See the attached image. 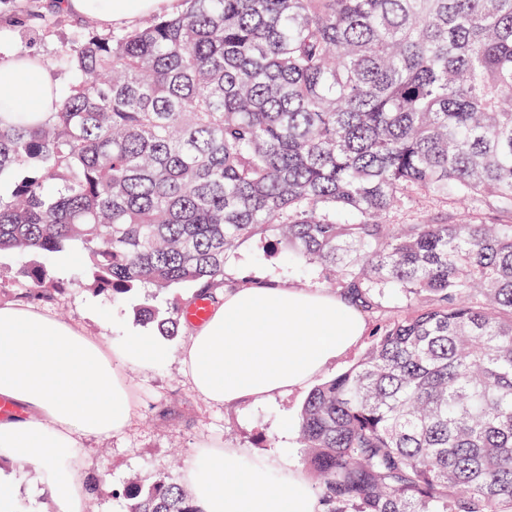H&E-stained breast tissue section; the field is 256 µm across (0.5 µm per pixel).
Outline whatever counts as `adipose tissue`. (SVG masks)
Masks as SVG:
<instances>
[{
	"mask_svg": "<svg viewBox=\"0 0 512 512\" xmlns=\"http://www.w3.org/2000/svg\"><path fill=\"white\" fill-rule=\"evenodd\" d=\"M169 0H64V11L107 26H129ZM59 92L46 67L20 64L0 45V112L24 104L49 112ZM367 331L362 313L335 294L291 285H250L221 294L209 319L179 350L193 390L210 404L272 398L301 388L339 362ZM168 347L141 329L120 340L88 339L71 323L23 303L0 305V512H16L8 467L33 465L51 512H86L82 440L128 428L136 397L124 369L168 360ZM183 480L202 512H322L302 473L273 457L249 462L205 445Z\"/></svg>",
	"mask_w": 512,
	"mask_h": 512,
	"instance_id": "adipose-tissue-1",
	"label": "adipose tissue"
}]
</instances>
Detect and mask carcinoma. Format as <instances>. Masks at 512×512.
Masks as SVG:
<instances>
[{
	"label": "carcinoma",
	"mask_w": 512,
	"mask_h": 512,
	"mask_svg": "<svg viewBox=\"0 0 512 512\" xmlns=\"http://www.w3.org/2000/svg\"><path fill=\"white\" fill-rule=\"evenodd\" d=\"M103 35L45 119L0 112V253L36 255L25 298L74 281L119 298L195 287L274 231L348 303L383 286L422 301L318 385L299 422L324 512H512V223L390 224L411 191L512 218V0H184ZM62 11L30 5L42 26ZM186 308L139 320L179 334ZM124 512H201L132 477Z\"/></svg>",
	"instance_id": "carcinoma-1"
}]
</instances>
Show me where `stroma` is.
<instances>
[{"instance_id":"stroma-1","label":"stroma","mask_w":512,"mask_h":512,"mask_svg":"<svg viewBox=\"0 0 512 512\" xmlns=\"http://www.w3.org/2000/svg\"><path fill=\"white\" fill-rule=\"evenodd\" d=\"M27 2L15 0L14 4L0 7V30L9 31L16 51L41 58L60 93H67L75 76L66 65L64 55L81 21L64 14L53 18L45 29L33 31L20 27L17 19L22 5ZM446 211L483 222L497 219L496 214L486 209L477 211L454 200L442 202L425 194L412 193L391 214L390 220L395 224H409ZM77 265L73 254L54 259V274L64 288L54 299L36 302L35 307L74 324L94 340L103 336L116 340L126 330L137 326L135 309L142 302H150L163 315L172 303L186 300L193 294L192 288L183 286L153 289L147 293L140 291L114 299L91 284L73 285ZM225 271L230 284L277 280L299 287L322 289L326 286L321 268L288 261L283 244L270 233L243 242L229 255ZM375 301V308L366 313V337L338 364L328 367L323 380H330L356 364L380 324L398 315L407 304L404 296L389 290L377 295ZM184 341L181 335L169 339L173 354L159 366L126 368V380L138 396L136 417L133 424L120 433L85 439L84 454L91 475L103 476L114 488L132 475L147 485L161 476L179 482L183 479L182 470L189 454L208 443L223 444L247 457L275 456L301 473H308L296 428L310 387L237 406L209 404L193 391L181 371L177 353Z\"/></svg>"}]
</instances>
